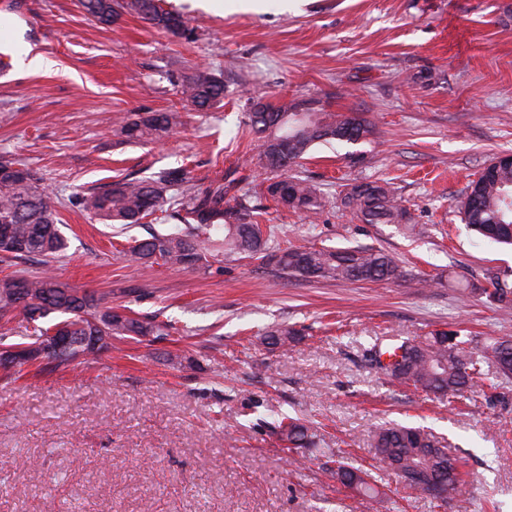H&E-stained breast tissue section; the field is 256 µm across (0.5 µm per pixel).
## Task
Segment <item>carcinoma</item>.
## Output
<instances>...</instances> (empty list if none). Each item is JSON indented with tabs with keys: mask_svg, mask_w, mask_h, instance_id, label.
Returning <instances> with one entry per match:
<instances>
[{
	"mask_svg": "<svg viewBox=\"0 0 512 512\" xmlns=\"http://www.w3.org/2000/svg\"><path fill=\"white\" fill-rule=\"evenodd\" d=\"M85 13L94 21L112 24L123 12L141 16L153 27L175 36L193 32L189 20L163 9L159 0H80ZM181 100L195 112H207L224 98V82L210 70L194 68L180 82ZM176 123L173 112H137L123 118L115 132L128 141L154 142L169 134ZM248 134L259 142L255 165L266 177L258 184L259 193L277 205L305 216L316 215L323 203L318 190L306 179L289 174V169L305 159L317 146L334 141L355 144L371 135L366 120L332 112H299L297 105L283 101L275 106L251 103ZM288 135V164L270 150L268 143ZM23 173L0 178V241L12 247L0 253L5 262L30 257L55 259L64 254L67 242L60 232L59 198L40 188V177L27 166ZM187 182L183 168L164 169L152 176L125 178L80 198L87 214L110 224H139L156 212L185 225L172 233L153 234L135 242L123 252L126 261L141 265L162 262L194 268L215 246L224 248V258L238 260L257 257L275 263L290 278L299 280H346L351 282L405 281L428 288L391 254L376 248L285 246L274 242L271 226L260 223L261 212L253 195L239 188L240 180L229 173L224 182L179 198L176 191ZM343 205L367 224H392L411 234V214L389 190L377 181L360 182L347 189ZM463 219L479 235L497 243L512 245V163L490 164L468 188L462 204ZM219 226L224 236L213 238ZM485 284L470 289L486 302L508 313L512 311V280L494 270L484 276ZM24 288L32 303L19 307L11 289ZM52 314L65 316L63 322L92 328L97 321L108 336H165L168 327L123 315L102 305L92 295L83 294L53 276L0 279V327L22 316L33 322L26 345H34L59 323H47ZM296 336L286 325H275L258 337L268 349L283 347ZM403 352L402 362L383 364L379 344L367 349L372 364L384 367L396 380L427 396L458 398L474 388L498 389L512 379V339L480 341L457 332H435L409 339L394 348L392 356ZM275 429L291 448H307L312 443L309 428L299 420L283 417ZM378 460L395 471L409 488L425 495L431 484L448 487L459 496L460 473L443 454L444 447L427 430L414 426L389 425L378 428L371 438ZM333 476L369 498L381 492L371 475L344 462L336 461Z\"/></svg>",
	"mask_w": 512,
	"mask_h": 512,
	"instance_id": "cac0c4a2",
	"label": "carcinoma"
}]
</instances>
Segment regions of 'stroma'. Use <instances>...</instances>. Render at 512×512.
Instances as JSON below:
<instances>
[{
  "mask_svg": "<svg viewBox=\"0 0 512 512\" xmlns=\"http://www.w3.org/2000/svg\"><path fill=\"white\" fill-rule=\"evenodd\" d=\"M188 14L174 36L124 13L90 20L78 0H0V157L34 169L61 198L60 258L0 262V278L53 272L115 310L165 323L168 335L116 340L81 363L0 367V512H454L381 466L371 446L385 423L441 437L464 475L468 512H512V382L448 403L425 398L371 365L376 342L432 330L512 337V315L464 283L512 274V247L470 231L469 180L512 153V0H161ZM39 56L43 67L21 66ZM224 82V100L184 110L178 83L193 67ZM281 97L358 113L373 134L317 147L293 172L324 202L314 219L256 198L279 242L373 246L427 278L405 283L298 281L271 262L203 268L128 265L114 246L175 231L145 219L124 228L90 218L76 196L128 175L184 166L193 194L223 181L257 146L247 98ZM133 112H176L155 143L114 127ZM387 182L420 233L367 224L344 210L348 185ZM288 346L256 345L274 324ZM300 418L315 445L286 447L274 429ZM371 472L382 502L331 477L337 457Z\"/></svg>",
  "mask_w": 512,
  "mask_h": 512,
  "instance_id": "35a3bbf8",
  "label": "stroma"
}]
</instances>
